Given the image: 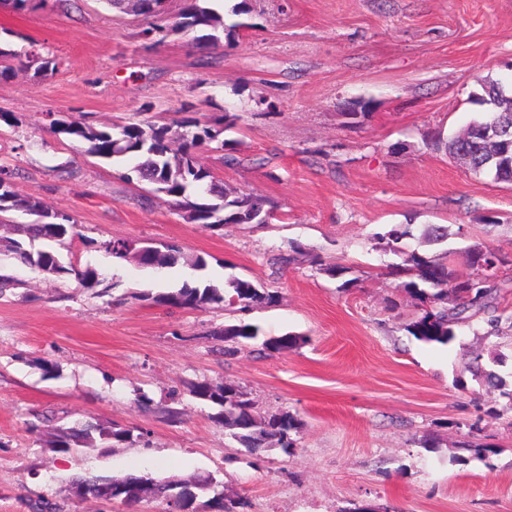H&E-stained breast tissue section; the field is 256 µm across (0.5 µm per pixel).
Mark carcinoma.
I'll list each match as a JSON object with an SVG mask.
<instances>
[{
  "label": "carcinoma",
  "instance_id": "cac0c4a2",
  "mask_svg": "<svg viewBox=\"0 0 512 512\" xmlns=\"http://www.w3.org/2000/svg\"><path fill=\"white\" fill-rule=\"evenodd\" d=\"M107 4L123 9L130 7L142 14H158L164 0H104ZM238 23L227 25L214 9L206 5V0H184V6L171 30L186 33L195 32L192 42L217 47L224 38L235 35ZM5 59H22L24 66L34 69L41 76L53 71L56 62L43 57L38 50L31 48L22 53L0 48V63ZM482 94L480 104L494 106L496 116L501 120V134L498 141L512 139V100L501 97L503 85L496 79H480ZM236 116L226 112L206 122L196 119H175L171 124L158 127L142 119L127 125L110 127L91 125L76 117H56L49 125L58 134H66L72 139L87 145L86 153L115 164L123 169L122 177L130 183H146L158 193L171 198L172 206L187 224H201L210 228H221L226 224H255L269 215L262 204L250 193L227 190L213 172L197 159V150L210 145L225 130L233 127ZM484 117L473 121L468 127L465 139L453 137L445 144L447 153L462 150L468 157V169L476 175L496 176L500 182H512V152L504 158L491 159V149L477 129ZM14 172L0 167V214L16 212L34 217L23 225L28 244L7 238L0 239V256L15 259L32 272L53 274L59 278L75 276L85 288L102 287L109 292L114 283L108 276L92 267L79 270L65 261L57 247L68 239L80 237L78 224L73 217L62 222L56 211L45 207L40 200L21 195L13 190ZM416 227L412 224H394L384 233L377 234L383 249L403 259L401 264H391L395 273H405L410 281L404 284L408 292L426 304L423 312L415 316L407 325V331L426 344L447 345L454 341V326L466 322L479 314L486 316L483 335H502V324H508L512 332V316H506L492 305L494 290L493 275L478 266L474 260L477 252H485L488 262L500 266L501 255L494 249L475 242L468 246L462 255L458 270L448 265V253L435 256L409 251L406 240L415 237ZM420 238L425 243L441 244L448 239V226L427 224L421 229ZM102 248L113 257L124 259L133 256L144 266L168 268L177 261L179 249L167 246L166 251L148 247L144 255L134 250L122 249L115 241H105ZM275 296L252 282L231 279L227 288L213 284L192 286L183 284L175 292L160 294L156 302L173 308L199 309L223 303L237 304L240 310L273 302ZM259 328L243 321L224 326L220 337L224 341L254 340ZM298 337L285 334L270 337L263 342L267 350L280 351L297 344ZM191 395L201 401L210 402L222 408L219 413L224 429L238 440L250 453L267 452L291 446L290 432L294 430L293 418L288 413L261 415L254 411L253 403L239 388L208 381L194 384ZM130 438V433L101 423L73 425L56 429L49 441V447L58 452H68L74 448H96L113 441L122 443ZM171 478H154L148 474L126 475L118 479H105L87 476L76 481L78 493L97 500L119 499L128 506L138 505L143 497L135 491L144 486L154 488V497L164 498L169 490ZM215 480L208 476L194 481L179 482L190 488L194 495L186 497L179 509L194 512L193 504L204 497V505L220 512H243L248 502L242 498L221 501L209 489Z\"/></svg>",
  "mask_w": 512,
  "mask_h": 512
}]
</instances>
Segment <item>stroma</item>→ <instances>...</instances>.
Segmentation results:
<instances>
[{
  "label": "stroma",
  "instance_id": "1",
  "mask_svg": "<svg viewBox=\"0 0 512 512\" xmlns=\"http://www.w3.org/2000/svg\"><path fill=\"white\" fill-rule=\"evenodd\" d=\"M181 7L166 0L158 16L104 0L0 9V47L33 43L57 62L45 77L21 67L0 77V165L14 168L20 194L77 221L78 267L115 283L104 294L13 265L24 285L0 296V512H32L42 500L62 512H169L161 499L130 508L76 492V478L133 471L211 476L225 497L248 498L250 512H512V414L471 371L481 361L512 389V338L483 336L476 318L450 344L417 340L406 325L418 302L374 238L392 224H444V245L414 238L409 249L456 265L472 243L499 250L496 304L512 313V185L470 173L435 143L481 115L472 96L482 77L512 80V0H247L244 28L223 47L202 50L181 33L160 44L142 37ZM357 100L367 113L353 119ZM49 112L115 126L235 113L223 137L240 165L206 147L199 160L276 217L184 223L167 197L55 133ZM112 239L174 244L180 259L159 274L99 249ZM290 252V264L271 265ZM311 254L343 266V277L316 270ZM198 256L204 269L191 264ZM231 278L274 301L241 313L152 300ZM241 320L299 341L220 353L215 332ZM203 380L236 385L258 413L292 416L291 448L246 453L218 406L190 395ZM46 410L53 420L30 430ZM78 421L132 438L49 448L55 427Z\"/></svg>",
  "mask_w": 512,
  "mask_h": 512
}]
</instances>
